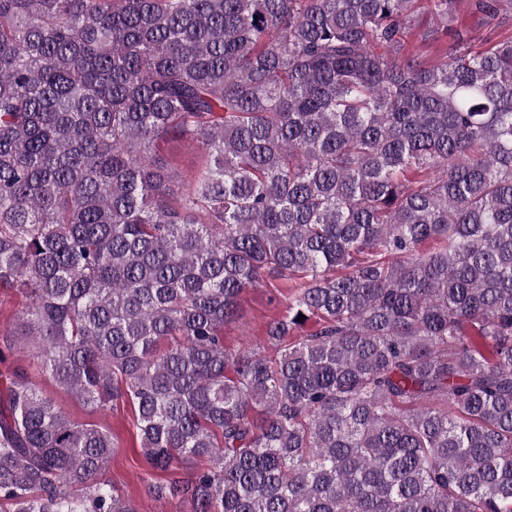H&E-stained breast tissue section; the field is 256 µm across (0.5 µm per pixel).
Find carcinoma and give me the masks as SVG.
<instances>
[{
  "label": "carcinoma",
  "mask_w": 512,
  "mask_h": 512,
  "mask_svg": "<svg viewBox=\"0 0 512 512\" xmlns=\"http://www.w3.org/2000/svg\"><path fill=\"white\" fill-rule=\"evenodd\" d=\"M417 2L0 0V512H139L18 336L193 512H512V39L402 61ZM268 279L274 353L227 349ZM157 157L175 175L177 189H186L195 174L205 165L206 155L198 146H191L183 140L165 138L155 148ZM294 289L290 283L273 279L263 286L248 288L241 296L232 322L224 325V345L237 350L245 344L261 347L267 353L265 325L286 313ZM264 347V348H263Z\"/></svg>",
  "instance_id": "carcinoma-1"
}]
</instances>
